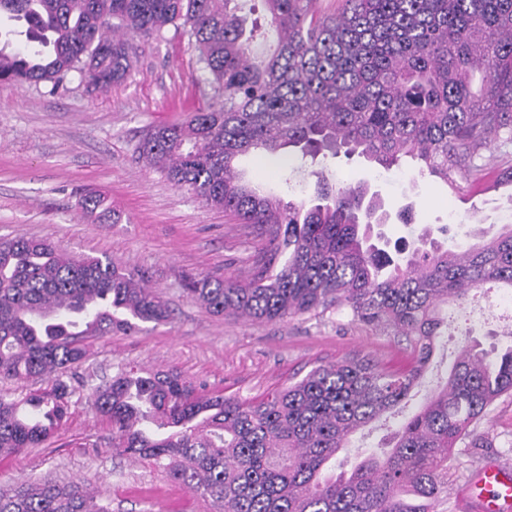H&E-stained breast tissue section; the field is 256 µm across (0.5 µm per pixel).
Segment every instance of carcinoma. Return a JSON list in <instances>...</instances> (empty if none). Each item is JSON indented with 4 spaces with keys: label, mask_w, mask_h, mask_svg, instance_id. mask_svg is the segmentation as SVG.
I'll use <instances>...</instances> for the list:
<instances>
[{
    "label": "carcinoma",
    "mask_w": 512,
    "mask_h": 512,
    "mask_svg": "<svg viewBox=\"0 0 512 512\" xmlns=\"http://www.w3.org/2000/svg\"><path fill=\"white\" fill-rule=\"evenodd\" d=\"M234 0H0V81L57 86L78 72L95 90L123 81V35L162 36L180 24L217 99L178 124L151 129L143 167L190 187L264 238L246 283L199 274L186 292L211 312L280 321L347 310L405 337L409 365L364 358L312 368L263 399L207 394L182 373L120 370L90 388L112 425V451L166 472L216 512H437L448 460L494 402L512 394V347L495 357L467 342L445 385L391 437L388 451L339 474L326 470L356 430L410 397L444 319L474 288H512V224L463 251L429 233L390 250L372 225L391 214L366 183L332 185L320 170L313 203L283 202L242 182L253 152L300 159L357 155L389 170L481 185L491 146L512 145V0H262L274 52L259 58ZM170 311L145 274L98 257L73 258L45 239H0V379L47 377L21 398L0 394V456L45 444L67 417L62 380L87 341L165 323ZM0 512H110L77 485L22 483L0 491Z\"/></svg>",
    "instance_id": "carcinoma-1"
}]
</instances>
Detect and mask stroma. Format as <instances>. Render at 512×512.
<instances>
[{
    "label": "stroma",
    "mask_w": 512,
    "mask_h": 512,
    "mask_svg": "<svg viewBox=\"0 0 512 512\" xmlns=\"http://www.w3.org/2000/svg\"><path fill=\"white\" fill-rule=\"evenodd\" d=\"M133 66L111 88L88 91L78 73L51 88L47 83H0V238L51 241L74 257L109 258L145 272L166 301L171 318L143 324L133 335L92 341L69 384L70 415L40 448L0 456V487L52 480L100 491L112 512H213L147 462L116 456L112 427L96 411L90 385L135 367L177 370L208 391L261 398L301 379L320 364L369 357L381 365H405L407 342L384 328L333 310L260 322L210 312L184 291L187 276L209 273L249 281L262 241L251 228L205 205L193 191L176 187L138 161L150 128L181 122L215 98L203 80L194 44L184 31L166 27L162 37L128 33ZM331 182H369L391 212L412 207L413 221L381 225L391 240L425 227L447 226L449 246L468 247L469 230L496 234L512 224V185L460 192L432 179L412 181L406 169L378 173L360 158L330 159ZM244 178L259 180L283 201L311 197L314 179L300 181L287 163L269 155L240 161ZM104 198L102 209H84L86 196ZM485 350L512 346V289L474 291L463 309H449L448 329L438 339L409 403L353 435L337 462L380 453L431 391L442 386L465 341ZM481 445L456 448L448 463L446 512H471L464 487L490 460L512 470V396H502L477 428Z\"/></svg>",
    "instance_id": "obj_1"
}]
</instances>
